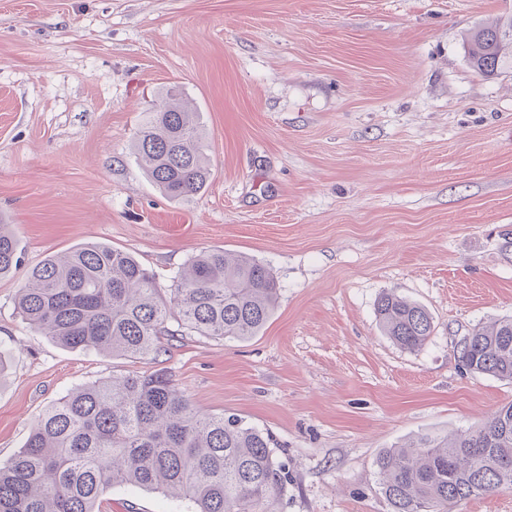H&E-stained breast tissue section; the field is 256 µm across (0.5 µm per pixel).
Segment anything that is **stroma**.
Returning a JSON list of instances; mask_svg holds the SVG:
<instances>
[{"instance_id":"35a3bbf8","label":"stroma","mask_w":512,"mask_h":512,"mask_svg":"<svg viewBox=\"0 0 512 512\" xmlns=\"http://www.w3.org/2000/svg\"><path fill=\"white\" fill-rule=\"evenodd\" d=\"M512 0H0V213L22 258L0 277V461L73 388L162 370L199 411L267 431L288 482L276 512H388L375 460L481 425L512 382L458 343L512 318V69L488 78L466 34ZM177 84L212 174L186 201L132 143ZM98 242L168 283L203 250L245 253L280 286L245 341L178 333L153 359L62 347L15 305L29 270ZM425 306L405 351L378 298ZM104 512H193L111 486Z\"/></svg>"}]
</instances>
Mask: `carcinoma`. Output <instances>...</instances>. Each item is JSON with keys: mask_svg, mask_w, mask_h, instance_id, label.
Listing matches in <instances>:
<instances>
[{"mask_svg": "<svg viewBox=\"0 0 512 512\" xmlns=\"http://www.w3.org/2000/svg\"><path fill=\"white\" fill-rule=\"evenodd\" d=\"M475 70L512 69V14L465 41ZM198 111L170 88L148 113L134 150L170 199L199 194L210 179ZM16 235L0 217V276L20 263ZM280 288L260 261L223 249L192 257L161 286L127 251L102 244L45 258L28 273L16 307L56 344L104 356H158L168 321L199 336L247 340L277 306ZM376 316L399 348L416 351L433 333L426 308L394 293ZM472 372L512 381V318L474 327L459 346ZM378 485L389 512H450L471 498L512 489V402L477 429L419 436L383 451ZM288 481L271 439L236 415H203L164 371L114 376L52 404L24 445L0 463V512H102L116 484L189 500L195 512H275Z\"/></svg>", "mask_w": 512, "mask_h": 512, "instance_id": "carcinoma-1", "label": "carcinoma"}]
</instances>
